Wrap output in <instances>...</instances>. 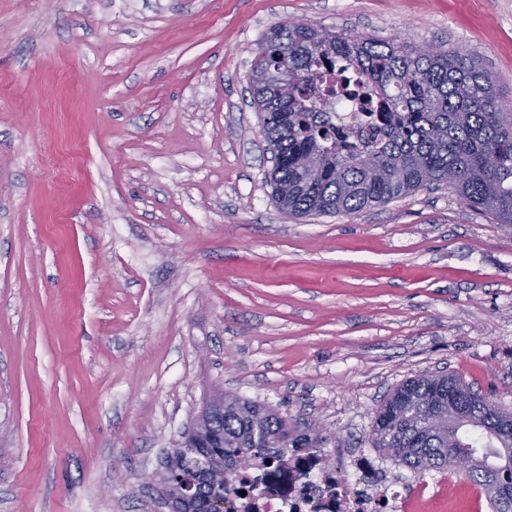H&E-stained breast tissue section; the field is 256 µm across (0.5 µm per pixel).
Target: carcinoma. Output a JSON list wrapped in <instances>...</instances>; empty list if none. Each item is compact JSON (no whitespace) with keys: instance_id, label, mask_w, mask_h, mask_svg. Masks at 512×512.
I'll use <instances>...</instances> for the list:
<instances>
[{"instance_id":"obj_1","label":"carcinoma","mask_w":512,"mask_h":512,"mask_svg":"<svg viewBox=\"0 0 512 512\" xmlns=\"http://www.w3.org/2000/svg\"><path fill=\"white\" fill-rule=\"evenodd\" d=\"M252 71L272 74L252 96L277 159L274 192L289 213L357 215L443 183L467 206L512 224V102L464 49L423 54L399 39L279 24L257 47ZM339 90L361 99L368 126L342 131L324 112L325 94ZM455 381L469 392V424L448 433V376L422 374L376 411L373 447L419 476L455 466L456 453L469 456L475 465L462 475L485 490L494 512H512V448L492 434L495 418L512 413ZM209 421V445L169 459L176 478L198 488L174 512H218L238 463L293 448L319 452L333 439L247 400L224 399V413Z\"/></svg>"}]
</instances>
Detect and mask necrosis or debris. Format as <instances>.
<instances>
[{"instance_id":"necrosis-or-debris-1","label":"necrosis or debris","mask_w":512,"mask_h":512,"mask_svg":"<svg viewBox=\"0 0 512 512\" xmlns=\"http://www.w3.org/2000/svg\"><path fill=\"white\" fill-rule=\"evenodd\" d=\"M443 491L487 499L480 486L451 470L405 480L373 448L347 449L333 462L296 449L242 466L224 491V512H430Z\"/></svg>"}]
</instances>
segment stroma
<instances>
[{"mask_svg": "<svg viewBox=\"0 0 512 512\" xmlns=\"http://www.w3.org/2000/svg\"><path fill=\"white\" fill-rule=\"evenodd\" d=\"M460 46L512 99V0H0V512H159L219 394L368 448L423 373L512 411V226L427 185L280 209L270 29Z\"/></svg>", "mask_w": 512, "mask_h": 512, "instance_id": "1", "label": "stroma"}]
</instances>
